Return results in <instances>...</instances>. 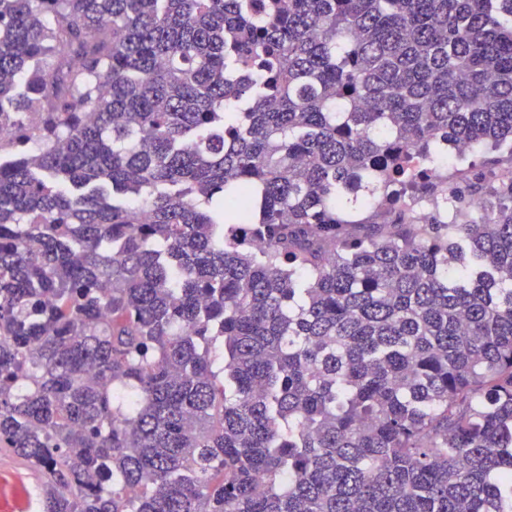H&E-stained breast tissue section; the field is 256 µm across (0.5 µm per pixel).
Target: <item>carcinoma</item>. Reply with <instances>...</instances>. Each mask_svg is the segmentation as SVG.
Segmentation results:
<instances>
[{
    "instance_id": "1",
    "label": "carcinoma",
    "mask_w": 512,
    "mask_h": 512,
    "mask_svg": "<svg viewBox=\"0 0 512 512\" xmlns=\"http://www.w3.org/2000/svg\"><path fill=\"white\" fill-rule=\"evenodd\" d=\"M0 128L40 512H512V0H0Z\"/></svg>"
}]
</instances>
